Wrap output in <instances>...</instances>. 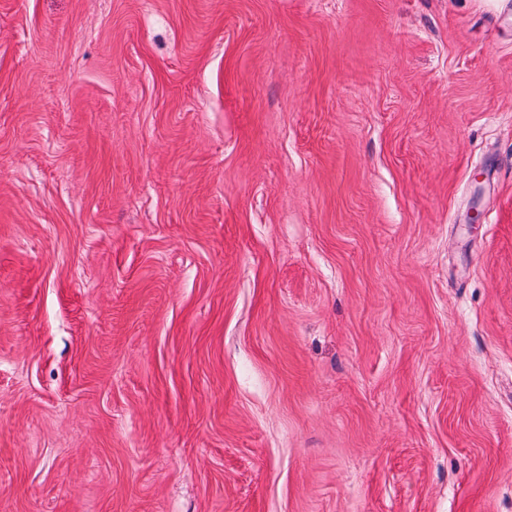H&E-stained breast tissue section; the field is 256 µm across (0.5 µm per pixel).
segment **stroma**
I'll return each instance as SVG.
<instances>
[{
    "label": "stroma",
    "instance_id": "stroma-1",
    "mask_svg": "<svg viewBox=\"0 0 512 512\" xmlns=\"http://www.w3.org/2000/svg\"><path fill=\"white\" fill-rule=\"evenodd\" d=\"M0 512H512V0H0Z\"/></svg>",
    "mask_w": 512,
    "mask_h": 512
}]
</instances>
